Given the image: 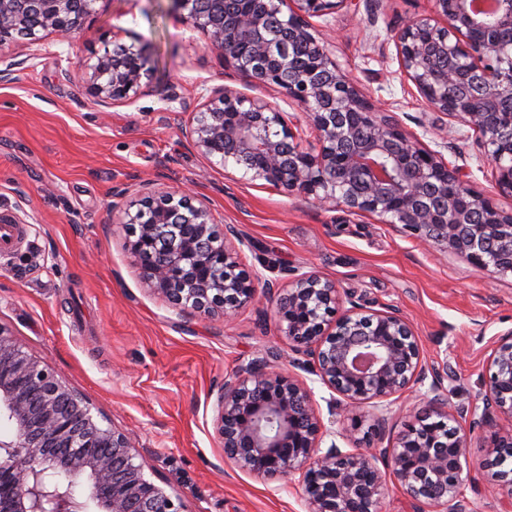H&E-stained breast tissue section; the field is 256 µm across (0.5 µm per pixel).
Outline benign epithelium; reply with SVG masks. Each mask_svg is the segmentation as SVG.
Returning a JSON list of instances; mask_svg holds the SVG:
<instances>
[{
  "label": "benign epithelium",
  "instance_id": "benign-epithelium-1",
  "mask_svg": "<svg viewBox=\"0 0 512 512\" xmlns=\"http://www.w3.org/2000/svg\"><path fill=\"white\" fill-rule=\"evenodd\" d=\"M99 0H0V47L23 37L80 33ZM209 44L254 86H276L301 115L224 86L193 113L184 132L221 164L252 180L351 215L404 226L476 268L512 274V210L476 190L463 167L408 136L340 73L312 18L354 0H170ZM434 16L407 21L392 36L399 65L432 110L459 116L491 161L494 189L512 198V0H433ZM144 50L118 44L89 66V91L101 106L131 99L147 75ZM136 213L125 250L148 290L181 315L214 319L235 308L275 301L283 335L308 351L319 381L343 409L379 408L427 378L419 337L398 313L342 308L336 284L301 274L288 301L259 290L262 274L242 263L232 228L214 224L206 201L189 190L152 188ZM415 421L387 446L357 437L342 450L313 405V389L262 357L224 377L214 431L237 468L267 478L299 474L309 512H380L386 479L438 512H467L460 499L469 437L458 413L432 384ZM481 421L490 485L512 499V332L488 360ZM0 512H84L71 479L88 482L97 512H185L180 499L136 462L130 435L104 428L90 404L23 351L0 326ZM382 461L386 471L377 462Z\"/></svg>",
  "mask_w": 512,
  "mask_h": 512
}]
</instances>
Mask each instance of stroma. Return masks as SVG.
<instances>
[{"label":"stroma","mask_w":512,"mask_h":512,"mask_svg":"<svg viewBox=\"0 0 512 512\" xmlns=\"http://www.w3.org/2000/svg\"><path fill=\"white\" fill-rule=\"evenodd\" d=\"M432 14V0H357L356 8L313 24L331 42L341 73L371 102L489 193L491 169L474 132L433 111L399 67L393 32ZM113 44L143 48L150 76L132 99L104 109L86 73ZM0 54L22 62L0 82V212L27 228L20 250L0 255V326L92 403L103 425L133 435L138 462L186 512L308 510L297 478L240 471L225 462L214 435L225 376L260 353H278L279 367L313 389L343 449L350 422L331 416L332 392L314 375L311 356L289 348L270 305L241 308L226 320L187 319L147 290L124 251L129 228L122 222L124 211L138 209L146 180L205 197L217 224L241 238L243 262L272 264L266 279L285 286L315 272L334 280L345 302L400 313L419 337L427 368L440 371L449 405L468 419L481 416L488 358L512 331V275L479 270L436 244L421 246L402 225L302 201L236 165L208 161L181 127L214 88L285 112L297 107L247 85L169 0H98L72 44L18 39ZM65 71L70 80L62 79ZM481 436L471 434L462 496L471 512H503L501 492L480 468Z\"/></svg>","instance_id":"35a3bbf8"}]
</instances>
